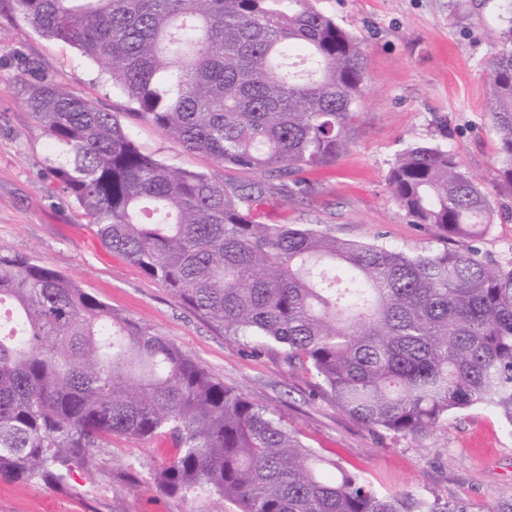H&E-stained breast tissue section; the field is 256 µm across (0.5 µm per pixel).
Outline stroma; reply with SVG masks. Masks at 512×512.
Segmentation results:
<instances>
[{"mask_svg": "<svg viewBox=\"0 0 512 512\" xmlns=\"http://www.w3.org/2000/svg\"><path fill=\"white\" fill-rule=\"evenodd\" d=\"M319 7L364 39L360 113L348 150L332 164L290 172L300 193L265 208L263 222L319 224L343 239L408 252L442 248L430 228L406 222L387 174L396 156L420 141L448 147L478 182L493 186L497 140L485 111L484 67L500 46L486 31L512 15V0H319ZM40 75L114 113L144 152L172 167L224 183L267 179L187 152L134 115L96 62L41 37L22 19H0V247L36 256L115 312L167 337L376 490L432 493L470 512H512V427L498 412H449L422 438L365 426L336 407L313 369L288 367L280 346L225 336L112 252L52 173L62 157L27 105ZM172 455L163 439L116 437L64 485L0 479V512H213L208 492L159 491L154 474Z\"/></svg>", "mask_w": 512, "mask_h": 512, "instance_id": "stroma-1", "label": "stroma"}]
</instances>
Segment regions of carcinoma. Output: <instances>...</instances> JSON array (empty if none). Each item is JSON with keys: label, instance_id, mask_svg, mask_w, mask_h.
Wrapping results in <instances>:
<instances>
[{"label": "carcinoma", "instance_id": "obj_1", "mask_svg": "<svg viewBox=\"0 0 512 512\" xmlns=\"http://www.w3.org/2000/svg\"><path fill=\"white\" fill-rule=\"evenodd\" d=\"M99 63L138 115L192 153L241 171L325 165L349 147L363 99V39L317 0H0V17ZM485 67L497 195L512 196V27ZM54 177L101 240L224 335L279 345L336 407L420 437L453 409L512 425V258L476 243L495 206L450 150L410 144L387 181L441 250L409 253L256 215L286 183L245 186L173 169L110 112L44 78L27 101ZM0 476L61 485L112 438H168L166 495L206 487L226 512H468L439 496L381 493L306 447L167 338L71 278L0 247Z\"/></svg>", "mask_w": 512, "mask_h": 512}]
</instances>
